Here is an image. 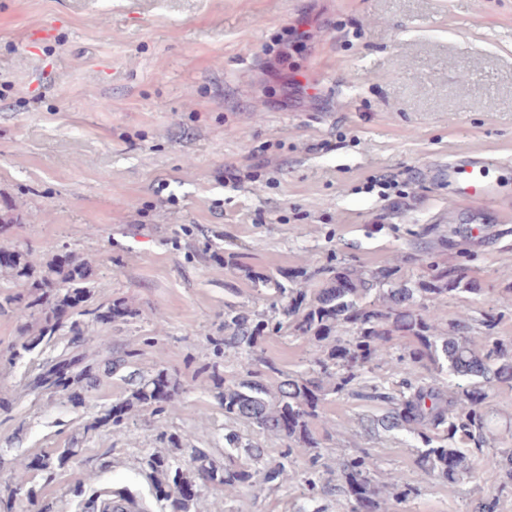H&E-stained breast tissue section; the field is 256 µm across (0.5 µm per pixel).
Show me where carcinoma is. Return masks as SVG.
Segmentation results:
<instances>
[{"instance_id": "obj_1", "label": "carcinoma", "mask_w": 512, "mask_h": 512, "mask_svg": "<svg viewBox=\"0 0 512 512\" xmlns=\"http://www.w3.org/2000/svg\"><path fill=\"white\" fill-rule=\"evenodd\" d=\"M49 253L39 266L15 252L0 261V266L17 270L31 288L27 297H3L0 313L10 312L21 321L41 313L37 336L14 350L16 357L56 336L60 330L59 319L54 316L57 304L71 302L76 308L86 297L87 266L73 253L65 261L54 249ZM328 273L331 277L326 286L310 294L278 280L261 278L273 293L270 314L256 319L238 313L232 304L225 305L224 337L210 342L218 355L231 351L244 356L246 378L216 380L214 398L228 421L246 422L280 436L286 440V448L278 457H271L255 443L242 444L239 434L231 431L224 435L228 463L222 468L200 449H190L189 463L197 477L221 488L228 498L241 488L259 492L278 488L286 464L297 456L308 457L310 469H315L321 453L311 424L320 418L321 403L330 395L346 394L362 372L396 361L405 364L400 394L388 397L389 411L371 426L415 436L420 444L415 466L424 477L450 485L472 478L471 457L476 455L512 480V448L485 453V446L495 436L486 388L497 384L512 387V346L495 336L476 340L469 335L471 327L465 313L449 324L448 330L441 329L448 296L481 295L488 305L495 302L493 296L452 266L438 267L431 278L414 281L397 278L392 266L368 275L334 268ZM288 327L320 348L304 374L290 375L263 354L266 337ZM401 338L410 343L398 354L395 345ZM424 371L434 378L423 380ZM445 375L456 380L453 397L438 385V378ZM125 380L130 385L129 395L120 402L118 412L107 410L97 425L118 429L141 408L154 415L180 409V386L164 371L148 380L132 371ZM86 382H91V370L81 366L77 356L65 354L35 377L33 387L51 385L80 401ZM450 440L473 447L450 448ZM239 448L246 453L240 461L234 459ZM146 466L158 492L171 487L187 489L166 500L171 512H189L190 504L199 496L196 481L169 455L151 454ZM377 469V459L365 450L340 463L339 489L346 497L348 512H391L390 505L418 494L415 481L403 471L389 473L384 484L376 486Z\"/></svg>"}]
</instances>
